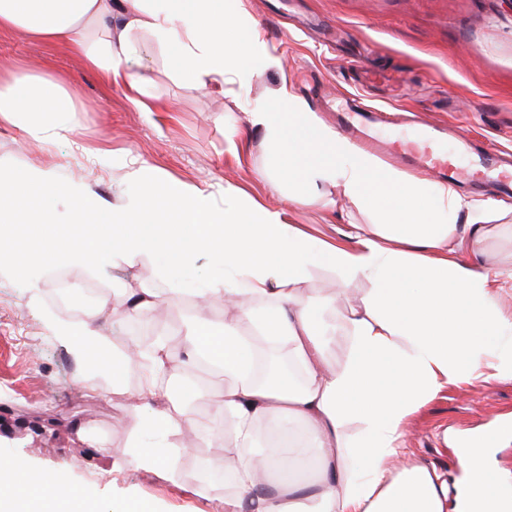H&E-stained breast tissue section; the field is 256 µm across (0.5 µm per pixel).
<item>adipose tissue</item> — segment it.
Segmentation results:
<instances>
[{
	"label": "adipose tissue",
	"instance_id": "obj_1",
	"mask_svg": "<svg viewBox=\"0 0 512 512\" xmlns=\"http://www.w3.org/2000/svg\"><path fill=\"white\" fill-rule=\"evenodd\" d=\"M178 2L0 0V32L19 31L79 55L106 82H123L138 94L148 80L133 73L129 62L149 41L177 44L181 80L202 89L228 81L247 85L281 68L279 57L258 54L259 32L227 43L237 20L224 0H186L183 9ZM76 109L58 79L34 73L0 77V120L30 113L44 125ZM248 121L268 145L287 147L288 180L298 186L288 197L291 205H311L315 188L333 182L378 220L349 225L342 241L330 242L288 224L282 212L261 207L237 187L225 186L218 200L208 189L172 179L147 183L110 210L113 261L133 264L153 250L187 267L197 254L208 255L221 278L206 296L235 300L252 333L287 347L303 374L298 384L259 383L249 339L237 325L189 315L182 372L208 351L225 379L210 400L228 425L216 440L217 463L232 474L224 512H512V501L492 493L484 480L486 450L480 445L472 446L463 466L467 485L453 499L435 468L397 463L409 418L439 391L512 379V314L501 305L512 272L462 256L466 245L485 237L493 203L445 183L428 187L379 170L307 112L288 85L276 90L270 105L250 112ZM458 215L465 224L455 223ZM315 265L331 270L341 288L368 285L334 329L316 320L302 289ZM98 318L93 309L80 325L53 319L48 325L78 359L99 355L102 376L116 380L128 370L142 371L136 409L165 437L167 451L142 450L135 461L177 481V438L191 412L156 390V376L169 368L168 343L160 341L148 355L131 348L107 352ZM339 332L349 341V354L334 369L327 344ZM285 418L301 425L305 443L275 444L264 457L254 456L258 426ZM354 421L362 425L356 441L349 435ZM308 456L317 469L305 487L294 472ZM95 507L81 489L0 464V512Z\"/></svg>",
	"mask_w": 512,
	"mask_h": 512
}]
</instances>
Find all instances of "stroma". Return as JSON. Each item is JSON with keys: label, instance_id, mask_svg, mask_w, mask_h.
I'll list each match as a JSON object with an SVG mask.
<instances>
[{"label": "stroma", "instance_id": "stroma-1", "mask_svg": "<svg viewBox=\"0 0 512 512\" xmlns=\"http://www.w3.org/2000/svg\"><path fill=\"white\" fill-rule=\"evenodd\" d=\"M237 8L240 34L258 30L263 49L281 57L283 69L246 88L199 90L178 79L176 47L149 43L131 64L150 80L139 104L132 91L105 84L79 56L1 33V77L32 71L64 79L79 109L63 118L72 133L50 142L29 116L1 123L0 162L64 178L104 208L135 192L136 166L147 179L204 186L218 197L232 185L264 208L285 211L287 222L305 233L338 242L346 225L371 223V215L329 183L313 206L289 207L287 185L257 175L271 168L272 156L246 114L270 102L280 83L331 128L346 99L356 98L447 129L445 148L459 165H467L475 147L512 151V10L500 0H238ZM231 129L234 153L226 139ZM456 188L496 202L482 254L495 269L512 270V238L505 234L512 196L478 188L468 174ZM67 271L77 286L100 288L99 324L114 351L127 346V317L118 303L124 294L164 289L165 305L182 314L194 308L196 288L215 276L206 255L179 268L160 251L132 266L106 265L100 277L79 264ZM305 290L328 322L366 287L341 292L332 272L314 269ZM49 296L48 277L31 289L0 275V461L89 490L100 512L121 498L149 503L155 512H224V484L197 482L193 472L195 462H210L223 427L213 410L199 406L183 429L177 482L139 469L136 449L165 446L159 434L135 426L141 377L126 372L115 387L93 378L47 328L46 317L68 318ZM506 419L512 420L511 379L444 389L411 417L400 461L435 466L449 489L459 488L465 475L458 450L443 436L462 440Z\"/></svg>", "mask_w": 512, "mask_h": 512}]
</instances>
